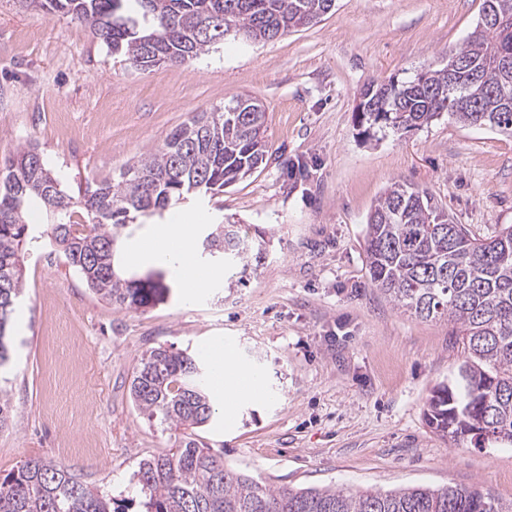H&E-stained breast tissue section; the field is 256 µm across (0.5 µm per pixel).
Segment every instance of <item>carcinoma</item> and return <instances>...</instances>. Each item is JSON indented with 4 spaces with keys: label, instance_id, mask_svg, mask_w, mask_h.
<instances>
[{
    "label": "carcinoma",
    "instance_id": "1",
    "mask_svg": "<svg viewBox=\"0 0 512 512\" xmlns=\"http://www.w3.org/2000/svg\"><path fill=\"white\" fill-rule=\"evenodd\" d=\"M45 14L63 13L104 36L115 56L139 70L182 66L234 31L273 41L309 27L330 0H20ZM446 63L407 80L369 83L358 105L363 133L418 130L446 113L471 127L512 137V0H483L479 21ZM458 64L453 83L448 67ZM472 99L455 112L448 101ZM249 96L193 115L154 152L127 167L120 181L89 185L79 201L86 220L72 221L74 202L36 149L0 163V369L11 360L8 324L24 286L25 259L39 243L25 209L37 204L52 220L49 244L93 294L120 308L152 307L169 294L162 275L125 280L114 268V244L129 225L250 176L266 162V111ZM370 281L400 311L447 319L462 343L457 372L434 388L426 421L455 443L512 444V225L478 239L455 224L426 188L394 181L368 214ZM201 254L248 266L253 247L230 225L214 224ZM206 366L162 346L133 371L130 397L150 421L183 430L176 448L144 459L134 474L145 512H512L491 492L466 486L403 487L385 493L262 486L224 465V455L196 438L214 413ZM0 512H112V501L78 482L61 463L32 459L0 482Z\"/></svg>",
    "mask_w": 512,
    "mask_h": 512
}]
</instances>
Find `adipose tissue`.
<instances>
[{
	"label": "adipose tissue",
	"instance_id": "adipose-tissue-1",
	"mask_svg": "<svg viewBox=\"0 0 512 512\" xmlns=\"http://www.w3.org/2000/svg\"><path fill=\"white\" fill-rule=\"evenodd\" d=\"M194 221V215H177L170 223L161 225L152 236L154 253L166 256L185 297L189 299L196 298L210 284L209 279L196 273L192 260ZM251 372V367L240 365L232 355L225 353L223 343L214 344L212 374L217 392L224 396L225 408L231 409L244 402L240 379Z\"/></svg>",
	"mask_w": 512,
	"mask_h": 512
}]
</instances>
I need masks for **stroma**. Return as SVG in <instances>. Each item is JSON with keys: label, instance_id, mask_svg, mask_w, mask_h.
<instances>
[{"label": "stroma", "instance_id": "35a3bbf8", "mask_svg": "<svg viewBox=\"0 0 512 512\" xmlns=\"http://www.w3.org/2000/svg\"><path fill=\"white\" fill-rule=\"evenodd\" d=\"M482 0H336L320 22L269 42L228 33L182 67L143 72L63 14L0 0V159L35 146L63 189L119 181L191 115L240 95L266 108L265 163L224 192L187 204L198 224H233L259 241L247 285L211 261V288L185 302L162 258L130 261L156 230L117 242L122 275L161 274L156 306L122 310L94 295L49 249L29 259L12 316L11 425L0 480L26 461L61 462L141 512L139 462L181 433L150 424L129 397L148 349L203 355L211 341L261 370L268 398L226 415L216 401L202 441L230 467L276 488L388 491L475 486L512 501V446L438 436L425 410L463 357L446 320L404 314L370 283L365 224L395 180L428 189L484 239L512 224V138L441 116L406 133L361 135L370 81L442 62L475 28Z\"/></svg>", "mask_w": 512, "mask_h": 512}]
</instances>
